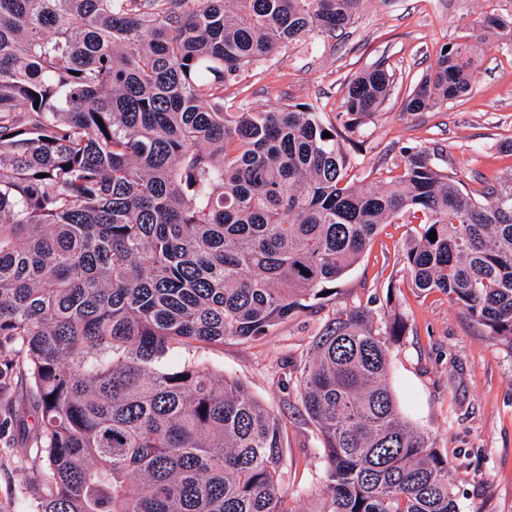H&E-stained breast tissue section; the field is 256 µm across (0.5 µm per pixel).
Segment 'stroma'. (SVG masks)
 Listing matches in <instances>:
<instances>
[{
	"label": "stroma",
	"mask_w": 512,
	"mask_h": 512,
	"mask_svg": "<svg viewBox=\"0 0 512 512\" xmlns=\"http://www.w3.org/2000/svg\"><path fill=\"white\" fill-rule=\"evenodd\" d=\"M512 19V0H362L355 23L331 38L313 34L278 49L226 91L228 103L252 109L309 104L323 122L341 112L346 83L385 62L395 87L380 112L351 123L364 149L352 172L376 179L400 172L409 147L428 148L438 170L483 199L486 186L512 178V39H485L471 91L427 112H406L413 83L437 49L474 37L473 20ZM412 227H381L336 292L294 312L268 336L224 345L175 348L166 366L195 359L247 385L281 417L283 490L294 512H327V463L315 424L304 411L297 377L314 337L339 309L363 304L376 324L401 316L406 331L390 349L387 383L404 420L429 432L448 458V483L462 512H512V348L473 321L446 294L410 284L403 251ZM22 435L0 444V501L32 482L14 464Z\"/></svg>",
	"instance_id": "1"
}]
</instances>
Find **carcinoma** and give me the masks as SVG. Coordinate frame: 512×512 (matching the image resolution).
I'll return each mask as SVG.
<instances>
[{"mask_svg": "<svg viewBox=\"0 0 512 512\" xmlns=\"http://www.w3.org/2000/svg\"><path fill=\"white\" fill-rule=\"evenodd\" d=\"M360 2L0 0V433L35 414L24 512H293L282 419L162 359L267 335L407 213L423 215L404 249L415 288L512 346V179L479 202L416 146L364 182L315 108L225 106L240 73L354 24ZM482 43L440 48L403 110L471 90ZM392 84L383 62L356 75L346 115L380 111ZM405 329L358 304L312 342L298 387L327 512H460L448 458L385 382Z\"/></svg>", "mask_w": 512, "mask_h": 512, "instance_id": "carcinoma-1", "label": "carcinoma"}]
</instances>
